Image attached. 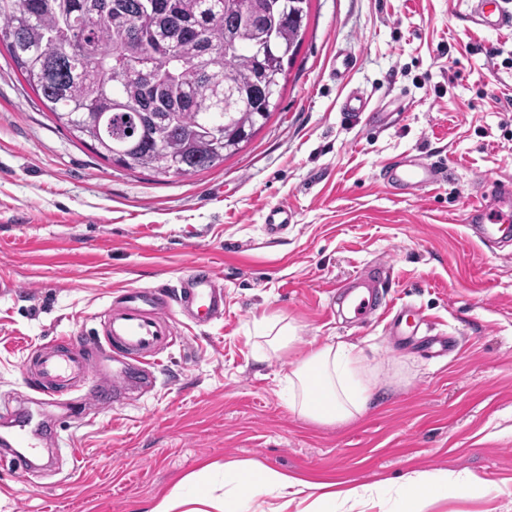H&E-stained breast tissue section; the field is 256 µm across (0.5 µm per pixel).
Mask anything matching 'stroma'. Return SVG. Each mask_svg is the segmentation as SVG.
<instances>
[{
	"instance_id": "1",
	"label": "stroma",
	"mask_w": 512,
	"mask_h": 512,
	"mask_svg": "<svg viewBox=\"0 0 512 512\" xmlns=\"http://www.w3.org/2000/svg\"><path fill=\"white\" fill-rule=\"evenodd\" d=\"M279 107L239 153L189 177L103 160L57 127L0 47V405L48 423L33 468L0 462V512H145L210 463L254 459L311 479L396 485L414 472L487 480L423 512H512V246L470 228L473 202L512 180V28L474 24L469 0H310ZM350 60L346 85L338 58ZM372 111L341 108L347 91ZM445 173L397 194L383 165ZM295 224L269 235L268 206ZM224 282L223 319L164 308L179 340L154 385L118 402L37 401L24 363L92 336L119 289H175L196 264ZM379 268L381 308L351 322L338 287ZM265 317L297 328L258 361ZM363 348L377 372L366 414L325 426L284 387L309 345Z\"/></svg>"
}]
</instances>
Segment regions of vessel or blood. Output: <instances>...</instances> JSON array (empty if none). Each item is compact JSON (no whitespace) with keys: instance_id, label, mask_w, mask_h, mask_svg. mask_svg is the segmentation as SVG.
<instances>
[{"instance_id":"vessel-or-blood-1","label":"vessel or blood","mask_w":512,"mask_h":512,"mask_svg":"<svg viewBox=\"0 0 512 512\" xmlns=\"http://www.w3.org/2000/svg\"><path fill=\"white\" fill-rule=\"evenodd\" d=\"M488 0H471L472 12L478 24L495 27H512V9L499 7L496 19L485 14ZM440 177L437 167L410 159L404 164L385 171V180L401 190L425 188ZM480 216L481 224L475 232L486 242L505 246L512 243V216L492 212L483 206L473 209ZM294 211L285 205L269 207L264 214L266 230L277 234L279 229L294 223ZM373 276L372 269H364L357 275V291L346 296L347 306L358 317L375 314L378 305L365 287ZM167 292L158 288H130L123 290L120 304L108 307L103 314L102 335L96 340L70 339L67 346L40 353L37 372L29 381L30 390L51 394L72 392L75 384L86 381L101 372L106 362L119 359L132 360L130 372L122 373L113 381L114 397H122L129 387H151L155 381L152 370L157 350L172 345L175 328L170 319L158 316V306L167 304ZM181 307L194 308L196 319L207 322L224 315V289L211 267H190L180 283Z\"/></svg>"}]
</instances>
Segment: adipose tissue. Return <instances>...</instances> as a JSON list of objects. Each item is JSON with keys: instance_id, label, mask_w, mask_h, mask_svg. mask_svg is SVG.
I'll use <instances>...</instances> for the list:
<instances>
[{"instance_id": "obj_1", "label": "adipose tissue", "mask_w": 512, "mask_h": 512, "mask_svg": "<svg viewBox=\"0 0 512 512\" xmlns=\"http://www.w3.org/2000/svg\"><path fill=\"white\" fill-rule=\"evenodd\" d=\"M262 340L255 347L259 360L293 347L296 328L282 318L262 319ZM357 346L330 342L311 347L288 375V406L299 416L324 425L347 424L364 415L371 398L372 380ZM223 493H215L199 475L156 500L148 512H252L254 502L268 500L269 512H353L378 507L385 483L346 486L335 481H309L251 461L225 463L220 469ZM485 479L472 473L435 470L408 475L401 485V512H423L428 503L486 493Z\"/></svg>"}]
</instances>
